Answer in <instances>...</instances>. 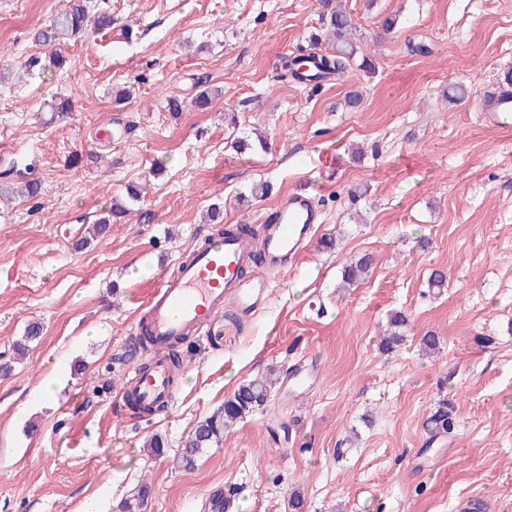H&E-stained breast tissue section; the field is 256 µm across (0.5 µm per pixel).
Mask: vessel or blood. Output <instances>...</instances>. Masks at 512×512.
Listing matches in <instances>:
<instances>
[{"label":"vessel or blood","mask_w":512,"mask_h":512,"mask_svg":"<svg viewBox=\"0 0 512 512\" xmlns=\"http://www.w3.org/2000/svg\"><path fill=\"white\" fill-rule=\"evenodd\" d=\"M492 128L512 131V90L496 93L483 108ZM320 213L301 194L287 196L273 217L257 227L263 264L284 269L306 252L318 229ZM247 240L227 236L196 247L178 271L157 285L147 303L144 324L153 338L151 359L136 365L123 387L124 401L161 412L171 403L168 346L203 335L213 319L231 304L244 313L262 308L271 284L262 275L246 276L252 263Z\"/></svg>","instance_id":"b4317fda"}]
</instances>
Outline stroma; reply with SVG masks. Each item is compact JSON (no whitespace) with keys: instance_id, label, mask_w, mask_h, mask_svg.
Wrapping results in <instances>:
<instances>
[{"instance_id":"35a3bbf8","label":"stroma","mask_w":512,"mask_h":512,"mask_svg":"<svg viewBox=\"0 0 512 512\" xmlns=\"http://www.w3.org/2000/svg\"><path fill=\"white\" fill-rule=\"evenodd\" d=\"M346 5L374 68L316 87L280 79L279 65L322 34L323 0H109L111 29L23 78L27 57L50 53L32 31L65 2L0 0V356L12 360L0 512H80L89 498L102 512H205L218 488L227 512H294L295 491L301 512H462L474 496L512 512V135L480 117L512 73V0ZM201 76L214 91L204 109ZM173 96L184 112L168 111ZM240 137L248 148H234ZM25 177L39 197L15 196ZM259 182L266 197L250 193ZM304 190L322 224L295 268L271 274L266 305L225 309L183 344L166 412L125 405L139 318L214 232L208 208L253 226ZM116 203L126 215L88 238ZM363 255L370 276L343 287L345 260ZM435 268L448 276L438 295ZM396 310L406 339L386 354ZM32 323L40 338L15 355ZM428 332L432 355L419 348ZM302 360L317 371L289 389ZM263 377L277 381L267 402L180 466L197 422ZM48 379L54 399L32 402ZM441 400L458 429L432 442L424 422Z\"/></svg>"}]
</instances>
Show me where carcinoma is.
Segmentation results:
<instances>
[{
  "mask_svg": "<svg viewBox=\"0 0 512 512\" xmlns=\"http://www.w3.org/2000/svg\"><path fill=\"white\" fill-rule=\"evenodd\" d=\"M109 29L112 27V13L104 8H90L85 0H67V6L61 10L52 22L33 34L35 42L43 46H59L69 40L86 34L89 28ZM356 27L349 12L336 7L329 15L325 32V41L330 49L316 59L313 66L302 72L299 70L303 58L299 56L281 58V78L303 83L320 84L332 77L342 79L352 66L357 55L354 43ZM371 261L366 255L346 264L342 270L344 282L353 285L367 276ZM407 317L396 312L390 316L388 328L380 339L379 348L388 352L399 346L405 338ZM272 383L254 379L241 384L234 393L224 400L222 410L201 421L194 429L190 439L181 452V463L186 468L195 464V458L201 449L219 441L224 430L247 414L267 402ZM429 439L434 440L452 434L457 428L456 410L453 405L441 401L425 421Z\"/></svg>",
  "mask_w": 512,
  "mask_h": 512,
  "instance_id": "cac0c4a2",
  "label": "carcinoma"
}]
</instances>
